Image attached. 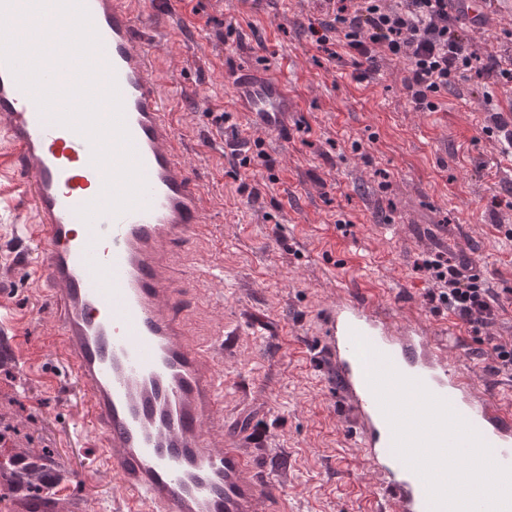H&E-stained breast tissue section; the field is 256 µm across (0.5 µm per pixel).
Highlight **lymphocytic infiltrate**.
Listing matches in <instances>:
<instances>
[{
	"mask_svg": "<svg viewBox=\"0 0 512 512\" xmlns=\"http://www.w3.org/2000/svg\"><path fill=\"white\" fill-rule=\"evenodd\" d=\"M310 32L329 56L349 54L361 80L376 72L380 57L402 61L407 94L423 112L437 111L441 96L475 69L512 84V58L479 60L469 25L449 14L448 0H336ZM416 268L433 284L431 302L473 331L495 325L499 295L482 284L472 265L438 252L422 256Z\"/></svg>",
	"mask_w": 512,
	"mask_h": 512,
	"instance_id": "lymphocytic-infiltrate-1",
	"label": "lymphocytic infiltrate"
}]
</instances>
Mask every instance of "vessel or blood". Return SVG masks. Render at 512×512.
<instances>
[{
  "label": "vessel or blood",
  "instance_id": "obj_1",
  "mask_svg": "<svg viewBox=\"0 0 512 512\" xmlns=\"http://www.w3.org/2000/svg\"><path fill=\"white\" fill-rule=\"evenodd\" d=\"M114 76L146 192L141 206L78 214L100 198L105 170L84 135L44 116L0 63V169L17 176L35 216L25 225L40 249L36 277L56 308L55 345L82 386L95 425L99 475L111 476L123 512H286L274 482L261 479L255 442L230 431L219 342L191 337L186 297L170 276L176 248L203 235L208 205L168 113L159 105L149 40L125 0H84ZM506 0H448L487 28ZM236 111L262 131L280 130L298 103L271 69L237 72ZM361 334L400 374L419 380L512 467V403L493 396L413 312L395 314L375 288L336 297L323 319L322 365L346 402L376 493L369 512H429L421 478L395 453L393 432L367 381L352 336Z\"/></svg>",
  "mask_w": 512,
  "mask_h": 512
}]
</instances>
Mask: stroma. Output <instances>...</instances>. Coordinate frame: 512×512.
<instances>
[{"instance_id": "obj_1", "label": "stroma", "mask_w": 512, "mask_h": 512, "mask_svg": "<svg viewBox=\"0 0 512 512\" xmlns=\"http://www.w3.org/2000/svg\"><path fill=\"white\" fill-rule=\"evenodd\" d=\"M137 24L157 34L149 50L190 172L212 202L207 230L174 265L192 299L188 315L202 336L239 335L224 362V411L250 423L262 443L261 474L290 471L279 493L290 512H367L372 480L354 449L349 411L319 359L325 308L347 285L372 281L398 309L411 297L433 324L457 326L454 353L492 391L512 400V380L490 374L478 334L447 310H434L432 284L415 262L430 251L467 258L502 304L490 332L512 338V157L503 156L485 94L512 106V88L470 74L434 112L416 111L402 85L404 65L388 57L369 79L356 78L349 55L332 59L308 26L331 11L328 0H130ZM480 57L512 53V12L472 33ZM300 107L287 133H258L235 112L236 69L280 63ZM232 115L242 136L261 138L274 172L233 164L212 115ZM258 189V200L241 184ZM30 215L0 175V304L11 308L12 335L30 367L0 359V469L20 449H47L61 494L19 495L0 479V512H113L111 478L92 479L98 462L86 396L53 345V303L31 267L35 240L21 237ZM224 262V279L194 276Z\"/></svg>"}]
</instances>
